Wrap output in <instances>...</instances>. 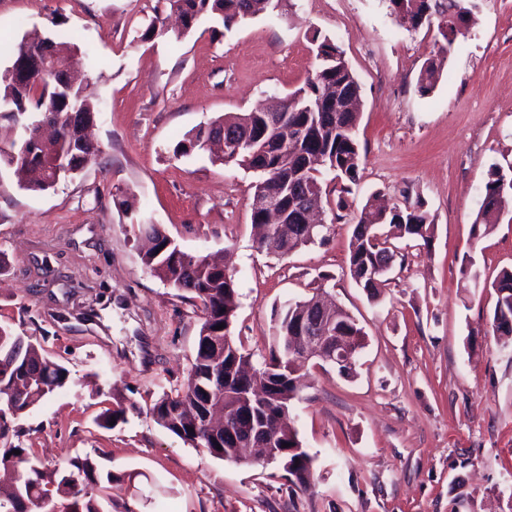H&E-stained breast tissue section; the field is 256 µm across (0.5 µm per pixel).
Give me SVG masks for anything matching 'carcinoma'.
<instances>
[{"instance_id": "obj_1", "label": "carcinoma", "mask_w": 512, "mask_h": 512, "mask_svg": "<svg viewBox=\"0 0 512 512\" xmlns=\"http://www.w3.org/2000/svg\"><path fill=\"white\" fill-rule=\"evenodd\" d=\"M281 0H166L170 9L188 23L203 17L221 21L229 30L240 20L265 14L277 8ZM399 26L416 29L431 17L440 18L442 38L436 55L428 59L420 71L418 89L430 93L440 71L451 55L457 39L465 35L467 16L475 0H389ZM319 65L306 80L305 86L289 94L302 102L288 106L285 112L226 113L213 121L210 128L224 131V136L240 129L263 136L248 152L235 154L226 146L221 161L234 162L254 173L257 181L254 194L279 192L285 200L283 221L268 223L266 217L251 212L258 247L267 253L285 258L302 246L328 241L326 226L309 236L304 210L296 203L297 194L306 188L310 193L307 208H319L323 193L322 171L334 173L344 182L342 191L350 192L357 182L362 161L357 138L358 112H327L319 102L327 92L339 89L348 97H359L361 87L344 52L328 37L316 32ZM46 47L50 50L47 66L63 68L81 52L73 41H56V35L24 34L11 49V62L25 59L30 53ZM0 104L17 111L57 114L56 130L48 139L37 138L29 152L32 159L15 151L16 136L0 137V171H6L16 184L26 190L47 191L58 185L56 162L65 148L81 151L78 138L70 131L69 114L74 110L88 115L96 106L81 87L61 86L46 77L36 88H19L9 76V69L0 72ZM204 128L184 135L173 149L183 157L203 151ZM487 203L481 205L474 222L476 235L488 233L507 214H512V176L495 166L485 185ZM355 227L351 239L348 273L351 278L364 269L373 277L359 283L367 296L377 301L381 288L388 281L389 266L383 259L394 261L397 251L393 238L418 240L431 244L434 218L415 202L395 203L390 209L367 202L353 217ZM151 246L140 255L143 266L163 283L190 293V300L201 311L196 352L190 367L171 392H165L151 404L141 407L135 400L115 397L112 407L101 414L102 425L115 427L127 421L130 413L142 411L155 422L208 456L240 465L254 464L258 457L253 449L266 448L288 476L292 489L307 491L314 481V457L302 445L293 425L290 410L297 398L298 380L304 364L297 328L315 314L314 303L319 292L302 300H290L280 307L275 320V342L267 358L254 364L252 354L238 344L230 325L238 308V291L234 277L227 270L211 263L207 257L188 253L169 245V237L158 227H151ZM496 302L492 314L494 334L512 336V269L501 271L492 283ZM333 320L335 335L350 342L353 352L363 347L364 333L356 320L334 304L327 310ZM224 328L216 329L219 324ZM0 396L13 403L16 416L25 414L40 400L66 387L70 370L62 363L41 354L31 337L10 328L0 327ZM224 369L228 380L222 387L213 385L212 373ZM24 431L7 423L0 426L2 457L12 460L17 471L24 472L16 483L11 500L0 512H53V506L70 503L72 512H101L99 495L104 484L122 478L103 471L90 455H70L61 467H48L33 462L29 449L18 440ZM290 444L284 448L282 444ZM221 449H216V446ZM20 454H14V451Z\"/></svg>"}]
</instances>
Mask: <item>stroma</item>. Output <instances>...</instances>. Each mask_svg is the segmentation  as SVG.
I'll use <instances>...</instances> for the list:
<instances>
[{
	"label": "stroma",
	"mask_w": 512,
	"mask_h": 512,
	"mask_svg": "<svg viewBox=\"0 0 512 512\" xmlns=\"http://www.w3.org/2000/svg\"><path fill=\"white\" fill-rule=\"evenodd\" d=\"M158 0H0V70L24 32L57 23L83 56L97 105L95 161L54 190L0 177V324L31 336L72 381L18 424L51 466L94 457L119 476L112 512H512V342L495 340L489 282L512 268V222L472 224L493 167L512 168V0H482L435 88L421 68L437 25L400 27L388 0H282L232 29L209 19L143 39ZM341 47L361 85L363 159L350 211L375 193L421 198L431 247H402L370 301L347 270L353 226L329 182L327 244L279 259L257 248L252 175L173 148L190 130L303 86L313 34ZM183 250L223 256L239 294L231 329L254 361L274 309L325 288L362 327L351 374L309 368L294 425L315 488L291 492L274 464L204 455L149 415L99 424L113 391L146 404L174 390L194 356L201 312L140 261L139 223ZM472 259L483 281L462 276Z\"/></svg>",
	"instance_id": "35a3bbf8"
}]
</instances>
